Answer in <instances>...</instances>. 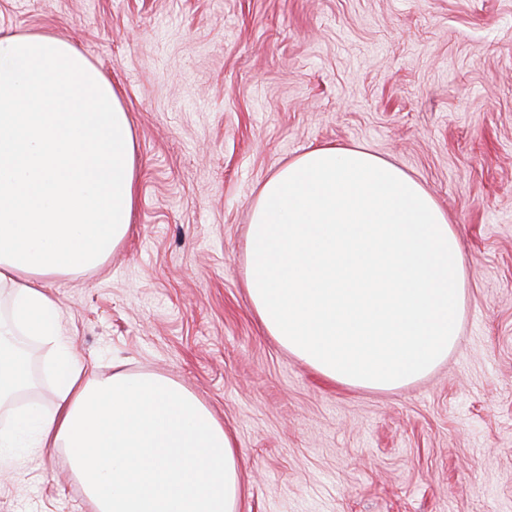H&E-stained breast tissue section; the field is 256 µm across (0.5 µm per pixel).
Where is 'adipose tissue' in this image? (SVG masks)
<instances>
[{"mask_svg": "<svg viewBox=\"0 0 512 512\" xmlns=\"http://www.w3.org/2000/svg\"><path fill=\"white\" fill-rule=\"evenodd\" d=\"M135 140L119 95L48 31L0 37V404L31 384L25 338L51 348V410L0 424L67 449L94 512H238L239 451L190 390L163 375L92 373L62 333L54 276L97 267L126 238ZM469 271L426 188L362 149L321 146L260 186L245 285L265 332L323 379L396 389L459 333Z\"/></svg>", "mask_w": 512, "mask_h": 512, "instance_id": "obj_1", "label": "adipose tissue"}]
</instances>
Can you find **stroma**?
I'll use <instances>...</instances> for the list:
<instances>
[{"label":"stroma","instance_id":"stroma-1","mask_svg":"<svg viewBox=\"0 0 512 512\" xmlns=\"http://www.w3.org/2000/svg\"><path fill=\"white\" fill-rule=\"evenodd\" d=\"M118 88L138 201L97 269L48 280L98 377H171L235 440L238 512H512V0H0ZM417 179L469 270L447 358L333 385L267 335L244 283L261 183L318 146ZM49 349L15 410L52 407ZM0 512H93L63 448L13 449Z\"/></svg>","mask_w":512,"mask_h":512}]
</instances>
